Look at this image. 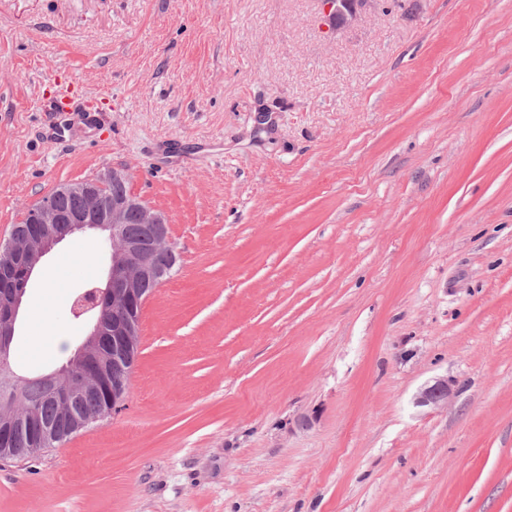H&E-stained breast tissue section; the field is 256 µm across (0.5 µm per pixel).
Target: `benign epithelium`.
Returning <instances> with one entry per match:
<instances>
[{
	"instance_id": "benign-epithelium-1",
	"label": "benign epithelium",
	"mask_w": 512,
	"mask_h": 512,
	"mask_svg": "<svg viewBox=\"0 0 512 512\" xmlns=\"http://www.w3.org/2000/svg\"><path fill=\"white\" fill-rule=\"evenodd\" d=\"M327 24L337 30L356 23L363 16L372 0H320ZM128 183L125 172L105 169L94 179L61 186L60 194L80 197L87 201L89 212L62 214L55 210L52 195H47L27 208L32 219L31 236L24 243L13 238L0 241V261L4 269L19 268L24 276V285L19 289L0 292V352L7 349L16 332V323L29 282L41 258L68 235L83 229L98 230L106 234L112 243L108 281L105 288L93 287L76 296L70 311L79 318L107 296H112V366L94 356L99 340L98 324H93L89 334L76 349L69 362L61 368L37 375L39 379H61L63 384L51 392L50 398L63 411L86 391L95 390L103 394L107 404L93 416L75 421L78 427L90 426L107 418L116 394L123 385L125 368L120 363L126 346L137 333L133 317V303L140 292L137 283L143 278L163 276L175 247L169 240L168 222L164 214L144 204L130 193L107 197L102 189L108 184ZM138 214L140 223L153 224L158 236L155 251L146 253L125 234V224L131 212ZM453 394L446 378H438L425 386L418 395L423 406L441 407L448 404ZM25 428L28 447L17 448L18 426ZM57 428L39 414L35 407L15 419L5 416L0 420V456L22 453L36 457L43 446L56 436Z\"/></svg>"
}]
</instances>
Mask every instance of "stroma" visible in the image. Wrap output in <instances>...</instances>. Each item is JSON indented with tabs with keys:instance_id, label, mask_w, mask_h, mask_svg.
<instances>
[{
	"instance_id": "1",
	"label": "stroma",
	"mask_w": 512,
	"mask_h": 512,
	"mask_svg": "<svg viewBox=\"0 0 512 512\" xmlns=\"http://www.w3.org/2000/svg\"><path fill=\"white\" fill-rule=\"evenodd\" d=\"M113 167L179 266L119 411L0 460V512H512V0H0V238ZM108 267L45 257L16 374ZM327 24L337 30L356 23L373 0H320ZM452 385L448 378H439L434 383L425 386L418 395V403L423 406L441 407L448 405L453 394Z\"/></svg>"
}]
</instances>
